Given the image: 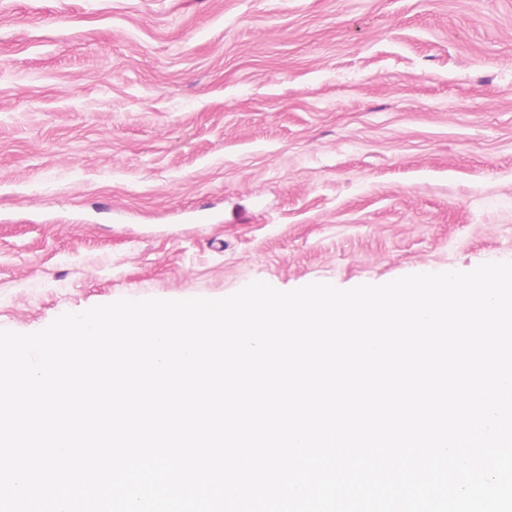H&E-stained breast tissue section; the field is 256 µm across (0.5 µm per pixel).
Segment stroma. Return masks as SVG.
<instances>
[{"label":"stroma","instance_id":"stroma-1","mask_svg":"<svg viewBox=\"0 0 512 512\" xmlns=\"http://www.w3.org/2000/svg\"><path fill=\"white\" fill-rule=\"evenodd\" d=\"M512 261V0H0V329Z\"/></svg>","mask_w":512,"mask_h":512}]
</instances>
